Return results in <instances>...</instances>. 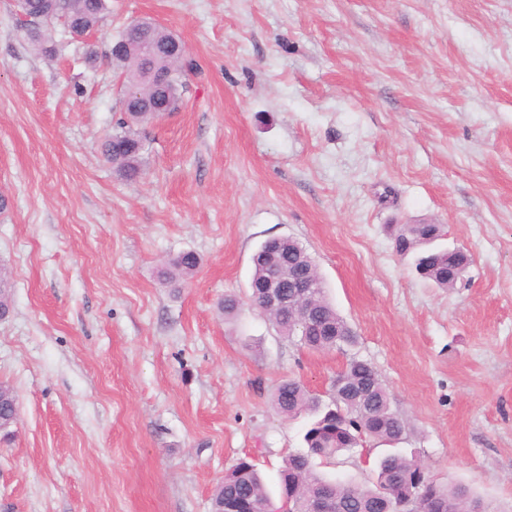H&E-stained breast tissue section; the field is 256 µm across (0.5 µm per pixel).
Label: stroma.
<instances>
[{"instance_id":"obj_1","label":"stroma","mask_w":512,"mask_h":512,"mask_svg":"<svg viewBox=\"0 0 512 512\" xmlns=\"http://www.w3.org/2000/svg\"><path fill=\"white\" fill-rule=\"evenodd\" d=\"M108 4L85 39L45 22L49 61L0 0V384L19 410L0 512H211L246 456L276 494L309 418L279 414L275 388L329 398L353 356L407 422L399 452L512 512V0ZM142 17L195 67L125 182L101 153L115 71L85 51ZM420 222L470 254L455 288L393 250L388 225ZM270 237L306 248L355 347L303 349L250 307ZM188 250L194 276L164 287L162 262ZM387 451L318 468L361 486ZM275 238H270L262 242L256 249L253 256V269L250 279V287L261 285L268 277L269 269L264 255L267 249L274 243Z\"/></svg>"}]
</instances>
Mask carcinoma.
I'll use <instances>...</instances> for the list:
<instances>
[{"instance_id": "cac0c4a2", "label": "carcinoma", "mask_w": 512, "mask_h": 512, "mask_svg": "<svg viewBox=\"0 0 512 512\" xmlns=\"http://www.w3.org/2000/svg\"><path fill=\"white\" fill-rule=\"evenodd\" d=\"M51 8L47 0H27L21 10L27 16L26 36L34 49L46 58L56 56V44L41 29V21ZM57 11L64 23L74 29H95L100 26L107 11L106 0H59ZM173 34L158 27L145 32H130L124 25L114 42L126 41L128 48L121 53L109 50L107 58L119 70L120 83L136 88L139 98L121 102L126 115L112 134L101 145L102 155L112 164L117 175L133 182L140 178L145 143L138 127L152 122L145 113L151 108L156 89L143 80L145 72L154 68L169 73L166 87L168 112L178 109L185 76L193 68V61L175 62L166 55ZM396 252L414 254L416 269L438 288H453L460 277H448V269L457 267L463 255L453 249L435 247L424 249L422 239L442 237L439 224H394L390 228ZM274 243L270 238L262 242L253 256L249 300L259 308L261 285L269 269L264 255ZM279 258L287 269L296 270L312 282L308 294L294 296L279 312L268 315L276 331L296 340L300 346L313 351L342 350L357 342L354 331L330 302L324 280L306 249L297 241L281 244ZM199 265L193 251L174 256L161 269L164 284L177 288L185 283ZM310 306L316 318L334 331L332 336H309L302 331L299 310ZM334 395L328 401L310 392L295 379L282 381L272 396L275 409L291 417L306 413L311 421L303 435L305 447L288 456L279 475V493L292 494L298 512L307 502L327 491L336 504L337 512H484L479 499L462 486L445 487L420 471L415 458L389 454L376 466L375 481L368 487L352 486L338 480H329L316 470L315 460H331L345 451H351L368 439L395 445L405 433V423L391 408L386 387L372 364L352 357L336 378ZM17 416V397L8 387L0 389V431L9 434ZM237 500L248 501L262 508L271 501L265 482L256 464L243 458L217 485L211 497L212 512H228V505Z\"/></svg>"}]
</instances>
